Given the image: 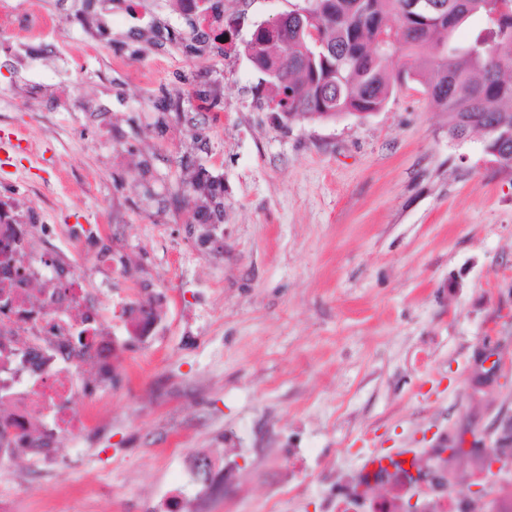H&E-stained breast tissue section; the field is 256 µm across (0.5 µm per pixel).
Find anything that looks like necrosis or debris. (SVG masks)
Instances as JSON below:
<instances>
[{
  "label": "necrosis or debris",
  "mask_w": 512,
  "mask_h": 512,
  "mask_svg": "<svg viewBox=\"0 0 512 512\" xmlns=\"http://www.w3.org/2000/svg\"><path fill=\"white\" fill-rule=\"evenodd\" d=\"M18 212L0 208V469L87 427L72 398L89 365L108 369L116 356L79 277L59 281L31 254Z\"/></svg>",
  "instance_id": "necrosis-or-debris-1"
}]
</instances>
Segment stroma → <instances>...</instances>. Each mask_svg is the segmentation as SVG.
Wrapping results in <instances>:
<instances>
[{"instance_id": "stroma-1", "label": "stroma", "mask_w": 512, "mask_h": 512, "mask_svg": "<svg viewBox=\"0 0 512 512\" xmlns=\"http://www.w3.org/2000/svg\"><path fill=\"white\" fill-rule=\"evenodd\" d=\"M301 2L222 0L207 26L179 0H112L94 40L71 0H31L53 33L13 25L45 46L35 76L0 60V134L35 152L0 164V202L36 207L35 253L81 276L119 349L77 397L94 422L60 444L66 474L0 470L17 512H165L173 495L187 512H333L359 488L372 512L394 490L360 486L371 450L422 465L512 416V177L481 134L450 139L419 85L365 118L279 125L241 46ZM131 5L151 28L126 23ZM197 30L208 46L186 55ZM34 77L47 92L20 106ZM188 155L224 180L221 248L197 237ZM147 300L139 339L128 316ZM200 451L218 461L207 485ZM141 313L128 324V331L135 337L148 336L153 331L156 320L153 313V303H145L139 305Z\"/></svg>"}]
</instances>
